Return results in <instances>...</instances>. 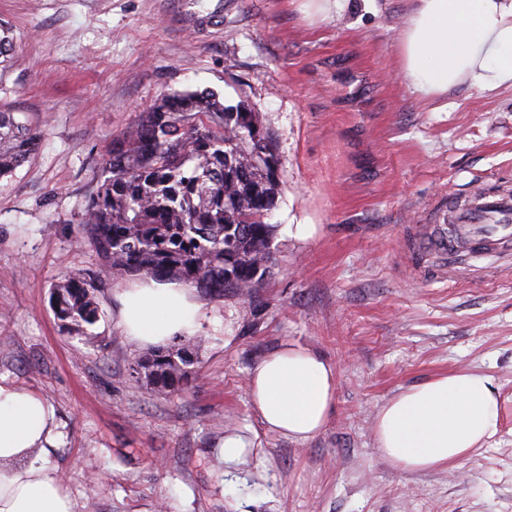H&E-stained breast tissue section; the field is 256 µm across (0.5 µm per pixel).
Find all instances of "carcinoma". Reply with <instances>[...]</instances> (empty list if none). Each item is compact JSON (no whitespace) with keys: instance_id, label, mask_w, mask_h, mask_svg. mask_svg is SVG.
<instances>
[{"instance_id":"1","label":"carcinoma","mask_w":512,"mask_h":512,"mask_svg":"<svg viewBox=\"0 0 512 512\" xmlns=\"http://www.w3.org/2000/svg\"><path fill=\"white\" fill-rule=\"evenodd\" d=\"M41 126L0 112V177L35 151ZM283 164L275 140L246 100L224 105L210 88L172 91L112 139L104 175L86 205L80 241L104 270L179 280L212 298L254 297L274 265ZM98 272L52 286L55 316L80 333L100 318ZM189 345L134 361L132 381L172 394L193 373Z\"/></svg>"}]
</instances>
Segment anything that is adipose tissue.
<instances>
[{"label":"adipose tissue","instance_id":"obj_1","mask_svg":"<svg viewBox=\"0 0 512 512\" xmlns=\"http://www.w3.org/2000/svg\"><path fill=\"white\" fill-rule=\"evenodd\" d=\"M403 76L424 98L461 83L512 88V0H416L400 35ZM120 321L142 344L196 332L205 314L182 283L147 279L123 289ZM337 372L312 349L284 345L252 369L249 399L262 425L295 441L332 419ZM498 399L489 377L467 370L400 391L374 421L383 456L408 473L451 468L495 435ZM55 411L39 395L0 383V512H75L62 478L42 458L56 440Z\"/></svg>","mask_w":512,"mask_h":512}]
</instances>
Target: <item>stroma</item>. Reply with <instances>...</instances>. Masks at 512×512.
I'll use <instances>...</instances> for the list:
<instances>
[{
	"mask_svg": "<svg viewBox=\"0 0 512 512\" xmlns=\"http://www.w3.org/2000/svg\"><path fill=\"white\" fill-rule=\"evenodd\" d=\"M413 7L344 0L322 18L303 0H224L223 26L191 34L161 0H0L14 43L0 111L44 124L0 178V379L54 407L44 462L76 512H512V266L431 282L409 262L440 197L512 187V89L415 93L399 44ZM186 88L246 99L284 184L273 275L256 300L197 294V372L163 396L129 377L148 352L119 321L130 276L110 278L85 335L61 328L50 289L100 268L76 237L113 137ZM286 342L338 372L336 412L305 442L264 429L249 402L251 369ZM458 369L491 378L497 434L460 466L404 472L377 448L376 413ZM228 434L251 443L242 465L218 458Z\"/></svg>",
	"mask_w": 512,
	"mask_h": 512,
	"instance_id": "1",
	"label": "stroma"
}]
</instances>
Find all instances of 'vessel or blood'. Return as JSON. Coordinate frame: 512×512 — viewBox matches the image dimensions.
<instances>
[{
	"label": "vessel or blood",
	"mask_w": 512,
	"mask_h": 512,
	"mask_svg": "<svg viewBox=\"0 0 512 512\" xmlns=\"http://www.w3.org/2000/svg\"><path fill=\"white\" fill-rule=\"evenodd\" d=\"M178 13L183 25L204 28L224 20V0H209L206 8H190L180 0ZM512 249V189L480 190L463 202L445 201L441 221L422 225L414 250L422 260L438 266L434 278H444L448 263L466 256L491 265Z\"/></svg>",
	"instance_id": "vessel-or-blood-1"
}]
</instances>
